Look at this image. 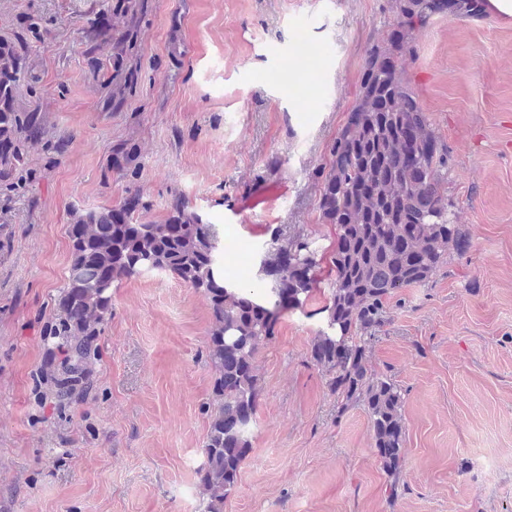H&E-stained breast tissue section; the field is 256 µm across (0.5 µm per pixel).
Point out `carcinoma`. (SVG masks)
<instances>
[{"label":"carcinoma","mask_w":512,"mask_h":512,"mask_svg":"<svg viewBox=\"0 0 512 512\" xmlns=\"http://www.w3.org/2000/svg\"><path fill=\"white\" fill-rule=\"evenodd\" d=\"M394 23L367 52L357 99L332 142L319 187L321 223L336 227L334 279L310 358L336 396V414L361 404L369 414L377 457L398 491L404 461L403 397L373 373L368 357L389 320L388 300L429 283L450 254L471 240L454 222L448 200V146L409 85L402 62L415 33L443 16L475 17L481 0H391ZM38 130L35 115L0 112V162L19 157L13 131ZM135 208L92 213L69 225L71 261L49 335L63 349L55 392L71 398L99 360L96 344L112 310V284L147 272L168 273L210 303L208 359L216 405L209 414L199 470L203 512H224L251 447L260 395L256 357L285 310L303 308L319 265L311 236L273 229L247 282L224 274V237L198 213L178 208L164 224H133Z\"/></svg>","instance_id":"carcinoma-1"}]
</instances>
